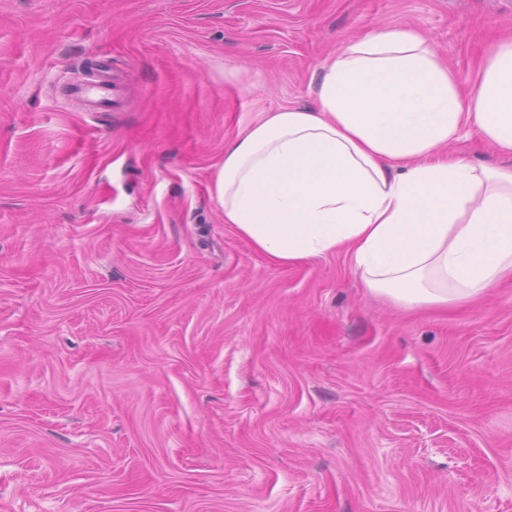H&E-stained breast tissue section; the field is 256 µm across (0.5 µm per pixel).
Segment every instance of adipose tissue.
Returning a JSON list of instances; mask_svg holds the SVG:
<instances>
[{"label": "adipose tissue", "mask_w": 512, "mask_h": 512, "mask_svg": "<svg viewBox=\"0 0 512 512\" xmlns=\"http://www.w3.org/2000/svg\"><path fill=\"white\" fill-rule=\"evenodd\" d=\"M468 128L512 154V35L464 91L417 29L390 25L325 60L314 107L225 144L211 193L276 264L343 252L394 306L461 305L512 275V168L446 153Z\"/></svg>", "instance_id": "ef3b65f1"}]
</instances>
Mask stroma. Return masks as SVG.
<instances>
[{
    "instance_id": "35a3bbf8",
    "label": "stroma",
    "mask_w": 512,
    "mask_h": 512,
    "mask_svg": "<svg viewBox=\"0 0 512 512\" xmlns=\"http://www.w3.org/2000/svg\"><path fill=\"white\" fill-rule=\"evenodd\" d=\"M395 24L466 87L512 0H0V512H512V280L399 309L210 193ZM73 93L84 98L93 108L111 104L112 98V75L104 70L94 84L77 85Z\"/></svg>"
}]
</instances>
